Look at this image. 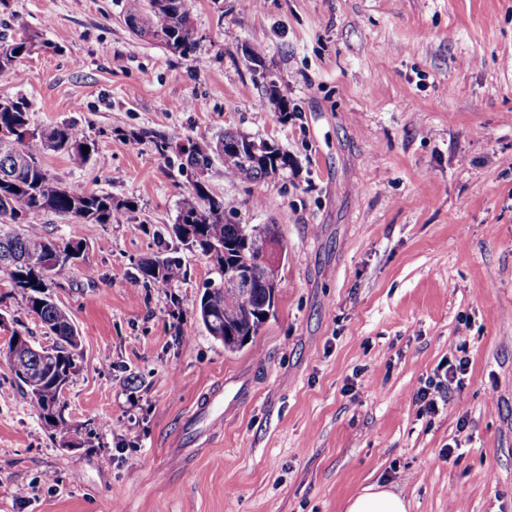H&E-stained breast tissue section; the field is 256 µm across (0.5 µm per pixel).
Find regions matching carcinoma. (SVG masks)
I'll return each mask as SVG.
<instances>
[{
	"mask_svg": "<svg viewBox=\"0 0 512 512\" xmlns=\"http://www.w3.org/2000/svg\"><path fill=\"white\" fill-rule=\"evenodd\" d=\"M126 21L166 50L179 56L194 51L197 32L191 22L188 0H134L126 4ZM33 38L22 35L0 45V76L9 72L14 61L30 52ZM31 125L29 107L16 101L11 111H0V224H18L21 217L38 213L79 216L82 223L110 224L121 211L130 209L127 201L110 194L88 191L81 186L65 185L45 169L40 150L66 154L82 162L91 158L94 146L76 137L67 124L36 127L28 138L16 129ZM89 152H83V147ZM186 167L196 177L185 194L170 234L182 245L210 258L214 269H239L252 263L259 267L254 249L265 238H278L275 224H236L226 219L224 200L214 195L204 179L215 161L224 164L232 177L261 180L279 175L288 168V152L263 138L226 131L216 142L209 139L189 142L185 151ZM80 240L48 237L37 224H25L14 232L0 230V273L6 275L25 296L27 307L46 333L56 337L50 348L36 347L30 337L13 332L5 350L0 352L14 377L24 385L30 400L36 402L40 416L63 433L71 427L63 417L61 388L78 371L74 358L80 336L74 331L69 311L51 298L49 288L66 279L76 263ZM40 254L52 258L49 265L34 269L26 257ZM142 279L171 288L183 277L179 258L165 254L138 265ZM268 299L263 288H254L245 298L240 288L207 289L202 293L197 314L209 335L224 342V348L246 342L258 335L264 321L261 312Z\"/></svg>",
	"mask_w": 512,
	"mask_h": 512,
	"instance_id": "obj_1",
	"label": "carcinoma"
}]
</instances>
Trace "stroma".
Wrapping results in <instances>:
<instances>
[{"instance_id":"stroma-1","label":"stroma","mask_w":512,"mask_h":512,"mask_svg":"<svg viewBox=\"0 0 512 512\" xmlns=\"http://www.w3.org/2000/svg\"><path fill=\"white\" fill-rule=\"evenodd\" d=\"M189 7L185 58L133 34L126 0H0V35L37 36L0 98L99 155L43 166L133 204L109 224L31 218L83 244L51 290L81 338L75 435L0 363V512H346L372 483L409 512H512V0H261L258 22L240 0ZM228 130L293 160L205 176L231 221L284 244L273 314L234 352L196 319L211 262L166 231L194 179L182 147ZM172 251L183 280L130 288ZM16 331L53 343L1 277L0 347ZM457 355L463 387L426 412L418 389ZM215 392L219 419L198 411Z\"/></svg>"}]
</instances>
